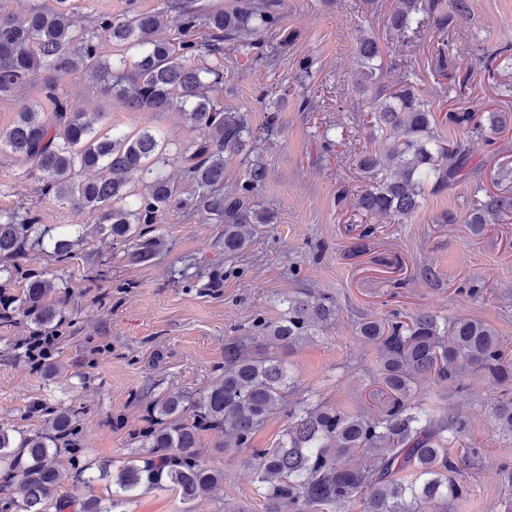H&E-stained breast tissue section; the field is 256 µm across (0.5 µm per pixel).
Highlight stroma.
Returning <instances> with one entry per match:
<instances>
[{"instance_id": "obj_1", "label": "stroma", "mask_w": 512, "mask_h": 512, "mask_svg": "<svg viewBox=\"0 0 512 512\" xmlns=\"http://www.w3.org/2000/svg\"><path fill=\"white\" fill-rule=\"evenodd\" d=\"M282 2L283 29L265 37L274 60L225 50L220 95L225 106L246 113L257 135L252 153L268 170L260 201L273 212L272 223L255 225L247 252L232 259L220 245L223 225L182 211L162 216L158 232L166 250L149 264H126L107 241L90 239L59 273L72 322L68 338L52 348L56 377L39 373L15 350L30 334L25 321L0 323V425L40 427L44 418L33 405L54 395L83 411L80 448L100 465H116L134 448L132 436L145 427L153 398L202 389L220 374L228 340L246 335L255 319L281 321L284 299L310 292L332 297L336 315L315 335L276 350L293 373L297 401L377 416L379 357L356 325L395 310L482 320L512 352V221L480 232L467 222L499 162L483 141L469 142L475 161L484 165L481 179L426 195L404 222L336 203L340 188L355 196L368 186L355 160L378 147L364 125L371 95L353 78L359 32L381 42L386 72L410 73L441 118L439 135L455 140L458 132L443 121L449 103L483 102L491 111L512 113V96L501 94L503 85L512 86V57L500 61L495 75L485 69L488 52L512 41V0H471L469 13L454 19L444 39L452 54L470 63L471 78L450 98L438 95L429 67L443 38L430 29L401 46L387 26L389 0ZM286 33L293 37L287 45L281 42ZM304 61L310 74L300 69ZM43 77L75 108L101 114V129H150L172 154L167 175L185 187L176 152L199 132L181 112L130 111L108 86L82 73L47 70ZM306 93L315 96V111H298ZM13 210L30 211L49 226L91 220L88 212L42 195L28 165L0 150V211ZM447 213L453 220L445 224ZM367 224L376 232L365 238ZM215 266L224 270L223 286L202 287L198 272ZM429 269L434 277H426ZM499 396L496 383L472 369L457 384L420 379L408 396L411 405L467 423L448 453L468 493L449 512H504L498 468L512 461V438L493 427ZM287 427L285 414H271L248 449L215 450V435L202 433V454L223 470V484L189 504L171 491H144L125 504V512H268L246 460L252 448L277 447Z\"/></svg>"}]
</instances>
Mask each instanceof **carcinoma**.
<instances>
[{
  "label": "carcinoma",
  "mask_w": 512,
  "mask_h": 512,
  "mask_svg": "<svg viewBox=\"0 0 512 512\" xmlns=\"http://www.w3.org/2000/svg\"><path fill=\"white\" fill-rule=\"evenodd\" d=\"M280 0H235L226 9L202 11L190 0L177 4L172 19L179 41L165 36L163 14L131 8L112 17L95 14L89 27L77 25L71 0L52 4L23 17L0 14V93H12L22 106L12 127L0 132V149H7L42 174V194L88 210L94 224L40 228L29 215L0 212V320L21 316L34 334L47 333L61 341L71 323L58 277L25 265L29 251L38 249L58 266L77 258L88 239V228L110 240L129 265L147 264L164 247L154 224L167 212L199 211L213 224L224 225V256L234 257L251 242L252 225L269 224L272 215L257 200L267 178L265 164L254 159L244 179L224 191V166L244 154L253 136L247 115L224 108L218 91L224 74V49L264 54V34L282 30ZM470 11L469 0H391L387 23L404 43H413L425 27L438 31L442 42L431 56L432 71L460 87L469 80V67L448 56L445 36L455 17ZM206 27L215 43L195 39ZM137 51L130 61L121 54L110 60L97 38ZM215 63L195 66L202 52ZM360 66L354 75L362 89H374L366 125L382 148L358 155L357 167L369 186L357 196L358 210L404 221L420 207L425 193H440L476 173L468 139L486 145L509 123L503 112L475 107H451L448 125L464 135L445 141L436 117L416 91L409 75L380 85L384 69L382 46L376 37H357ZM84 72L108 85L135 112L177 109L201 136L177 151L190 187L181 191L163 174L168 148L148 130L136 133L96 131L87 113L72 109L50 83H43L52 111L24 99L46 68ZM135 172L145 186L139 194L128 180ZM512 215V193L486 190L474 201L468 223L483 227ZM19 284L16 294L6 292ZM336 313L324 296L288 300L281 323L253 324L252 336L224 345V371L198 392H170L154 398L148 426L138 432L140 450L111 473L91 459H73L72 487L88 488L109 480L106 497L79 501L58 493L65 481L58 458L77 453L81 408L46 399L39 405L45 426L19 430L0 427V512H124L138 492L167 489L189 502L224 481V472L202 459L201 433L219 438L215 448L251 446L265 419L285 411V439L275 448H255L247 463L254 466L258 492L268 500V512H309L315 506H342L363 494L364 512H421L430 503L448 512V503L467 494L452 478L458 466L448 457V440L462 433V421L435 418L407 402L418 379L434 376L453 381L463 370L487 373L499 385L512 381L507 358L495 330L486 323L459 318L439 323L437 316L370 319L359 323L358 334L376 346L385 408L375 418L351 414L319 403L290 407L293 387L286 364L269 350L271 339L291 347L323 327ZM493 427L512 435V396L504 392L492 408ZM417 470L406 482L398 474Z\"/></svg>",
  "instance_id": "carcinoma-1"
}]
</instances>
